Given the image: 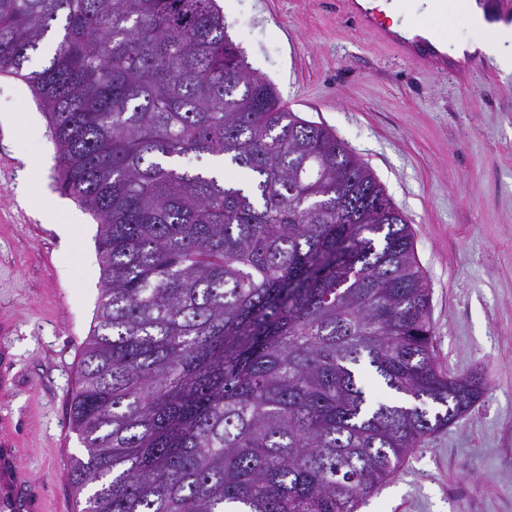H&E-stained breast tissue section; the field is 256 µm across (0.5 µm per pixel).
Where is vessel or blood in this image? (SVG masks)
<instances>
[{
  "instance_id": "obj_1",
  "label": "vessel or blood",
  "mask_w": 512,
  "mask_h": 512,
  "mask_svg": "<svg viewBox=\"0 0 512 512\" xmlns=\"http://www.w3.org/2000/svg\"><path fill=\"white\" fill-rule=\"evenodd\" d=\"M345 16L355 27L374 33L380 40L391 43L400 58L415 66L432 70L441 75L465 76L483 70L480 61L458 65L447 52L422 35L406 38L391 31L390 19L374 0H342ZM0 512H44L42 497L34 493L22 479L17 467L15 449L0 448Z\"/></svg>"
}]
</instances>
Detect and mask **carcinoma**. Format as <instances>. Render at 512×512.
Returning a JSON list of instances; mask_svg holds the SVG:
<instances>
[{
	"label": "carcinoma",
	"mask_w": 512,
	"mask_h": 512,
	"mask_svg": "<svg viewBox=\"0 0 512 512\" xmlns=\"http://www.w3.org/2000/svg\"><path fill=\"white\" fill-rule=\"evenodd\" d=\"M0 74L31 88L60 188L100 224L82 512H356L482 397L438 368L403 214L250 70L218 0H0ZM363 360L405 402L370 405Z\"/></svg>",
	"instance_id": "1"
}]
</instances>
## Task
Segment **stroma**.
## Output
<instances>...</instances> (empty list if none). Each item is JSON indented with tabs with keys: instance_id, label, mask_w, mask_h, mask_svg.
Masks as SVG:
<instances>
[{
	"instance_id": "obj_1",
	"label": "stroma",
	"mask_w": 512,
	"mask_h": 512,
	"mask_svg": "<svg viewBox=\"0 0 512 512\" xmlns=\"http://www.w3.org/2000/svg\"><path fill=\"white\" fill-rule=\"evenodd\" d=\"M441 42L482 37L447 0ZM253 71L324 125L385 186L414 234L431 290L434 349L451 376L487 388L427 437L357 512H512V73L441 77L336 13V0H221ZM42 160L30 177L28 160ZM48 119L27 85L0 75V442L51 512L74 504L71 427L81 344L102 284L98 224L59 189ZM53 201L83 235L41 218Z\"/></svg>"
}]
</instances>
